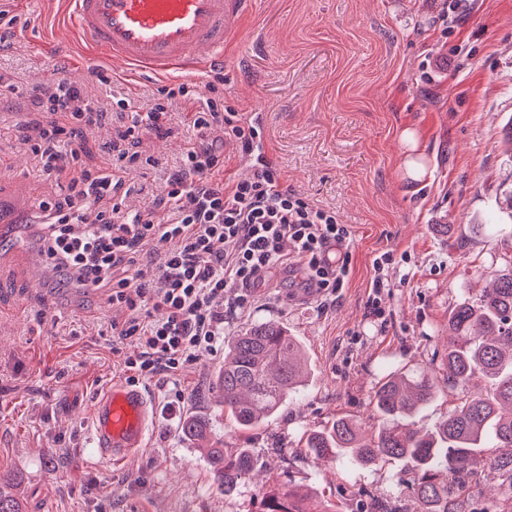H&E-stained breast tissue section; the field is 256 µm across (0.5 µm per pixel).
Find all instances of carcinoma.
<instances>
[{
	"label": "carcinoma",
	"mask_w": 512,
	"mask_h": 512,
	"mask_svg": "<svg viewBox=\"0 0 512 512\" xmlns=\"http://www.w3.org/2000/svg\"><path fill=\"white\" fill-rule=\"evenodd\" d=\"M452 345L442 359L443 379L421 370L380 379L373 396L383 423L370 435L353 419L340 417L330 428L313 430L303 447L318 459L347 452L368 462L385 458L412 464V492L417 512H468L469 478L488 472L512 490V265L498 270L490 286L474 302L448 313ZM308 374L302 346L279 323L255 324L231 337L212 382L221 403L245 430L272 419L286 397L297 392ZM459 391L462 401L423 433L407 422L432 402L442 388ZM208 423L194 415L181 426L182 436L198 444L208 441ZM212 474L233 491L254 470L248 448L229 451L205 448ZM0 512H23L20 499L0 488ZM259 512H330L312 495L273 486L260 501Z\"/></svg>",
	"instance_id": "obj_1"
}]
</instances>
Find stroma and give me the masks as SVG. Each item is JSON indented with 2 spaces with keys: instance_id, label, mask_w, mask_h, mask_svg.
Returning a JSON list of instances; mask_svg holds the SVG:
<instances>
[{
  "instance_id": "stroma-1",
  "label": "stroma",
  "mask_w": 512,
  "mask_h": 512,
  "mask_svg": "<svg viewBox=\"0 0 512 512\" xmlns=\"http://www.w3.org/2000/svg\"><path fill=\"white\" fill-rule=\"evenodd\" d=\"M60 2L0 0L12 19L0 26V69L15 75L14 90L0 94V482L18 487L25 512H256L275 481L335 512H367L374 499L415 512L407 461L322 462L301 438L340 416L369 432L378 427L379 378L438 372L450 309L475 300L485 280L512 263V0H462L449 31L440 0H253L223 72L178 103L171 134L143 137L141 153L158 164L126 174L128 202L146 206L185 146L214 144L213 134L197 137L191 121L215 87L225 108L259 121L260 150L282 187L348 224L350 274L324 305L305 296L299 265L275 267L254 288L250 311L227 316L225 336L273 320L304 347L310 373L277 416L238 428L212 389L224 357L205 354L168 384L142 383L155 423L145 447L117 467L93 453L88 411L100 390L123 379L121 363L137 342L113 337L125 314L105 290L63 287L47 263L33 223L67 179L43 176L22 135L42 119L43 88L64 78L105 107L83 130L81 167L109 171L112 143L128 123L109 103L117 96L141 106L167 81L78 63ZM405 128L423 150L420 179L406 173ZM492 220L493 231L473 233ZM387 250L408 260L388 271L380 321L367 300L372 261ZM178 391L185 400L176 416L167 402ZM189 414L208 419L225 448L251 449L255 468L234 492L225 493L182 437Z\"/></svg>"
}]
</instances>
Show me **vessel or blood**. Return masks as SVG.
<instances>
[{
  "instance_id": "vessel-or-blood-1",
  "label": "vessel or blood",
  "mask_w": 512,
  "mask_h": 512,
  "mask_svg": "<svg viewBox=\"0 0 512 512\" xmlns=\"http://www.w3.org/2000/svg\"><path fill=\"white\" fill-rule=\"evenodd\" d=\"M251 0H64L62 21L89 60L129 72L199 79L224 65V45ZM93 450L122 463L143 448L150 404L116 381L90 413Z\"/></svg>"
}]
</instances>
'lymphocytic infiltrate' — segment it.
<instances>
[{"label":"lymphocytic infiltrate","instance_id":"obj_1","mask_svg":"<svg viewBox=\"0 0 512 512\" xmlns=\"http://www.w3.org/2000/svg\"><path fill=\"white\" fill-rule=\"evenodd\" d=\"M190 94L187 83H176L142 110L129 111L123 134L129 145L116 149L108 173L78 167L79 131L102 108L63 80L44 89L38 105L45 119L24 140L44 174L70 176L62 197L40 205L45 258L70 285L106 289L110 303L126 311L112 333L140 345L122 363L133 386L173 377L201 355L217 354L225 313L250 308L253 288L275 265L300 264L307 287L324 302L335 301L349 273L351 231L334 210L282 189L279 170L268 163L224 181V159L209 146L186 147L153 200L123 210L127 171L154 163L136 144L142 134L165 133L175 100ZM193 128L223 131L244 157L257 137L253 125L213 98L199 105ZM149 242L155 249L147 253ZM219 299L226 302L221 312Z\"/></svg>","mask_w":512,"mask_h":512}]
</instances>
